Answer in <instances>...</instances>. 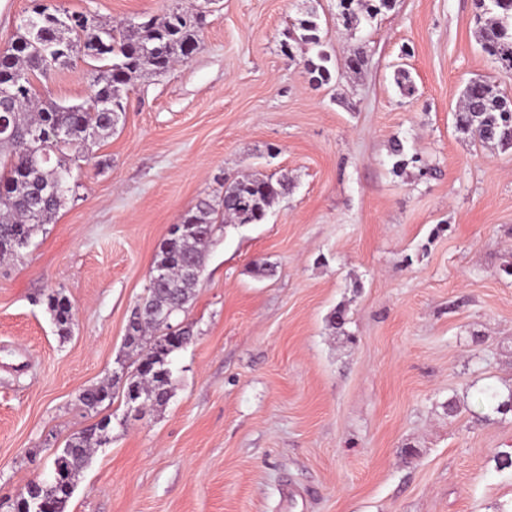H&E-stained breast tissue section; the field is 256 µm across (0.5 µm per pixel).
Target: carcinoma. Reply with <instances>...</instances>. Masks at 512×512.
<instances>
[{
	"mask_svg": "<svg viewBox=\"0 0 512 512\" xmlns=\"http://www.w3.org/2000/svg\"><path fill=\"white\" fill-rule=\"evenodd\" d=\"M393 0H339L348 29L391 10ZM477 37L482 50L503 69L512 72V0H475ZM63 9L43 8L22 20L11 46L0 52V108L8 119L7 132L0 134V259L19 256L22 244L36 229L52 223L69 191L70 167L64 150L79 153L88 141L112 132L125 112L122 89L135 75L166 73L174 64L191 57L201 43V19L193 12L173 8L150 23L107 26L85 16L82 23H67ZM299 40L318 46L319 17L310 12L299 21ZM102 62L93 77V92L80 104L64 106L37 100L34 79L47 78L76 54ZM330 56L320 50L305 62L311 81L327 83ZM457 127L482 144L512 148V99L499 85L483 79L471 81L464 102L456 112ZM394 167L408 161L403 142L390 145ZM288 193V178L254 177L235 179L224 186L222 210L200 201L179 227L177 240L165 239L155 256L154 267L164 277L150 280L147 298L139 303L129 320L125 345L144 349L145 355L126 378V389L145 394L153 405L166 403L171 393L168 356L191 340L173 343L167 336L169 318L184 311L193 296L202 268L203 247L212 233L216 217L236 224H261L275 201ZM48 308L59 332L65 334L72 320V304L60 292L47 296ZM110 387L98 386L83 392L81 400L94 408L104 402ZM108 423L84 432L63 448L57 457L67 489H54L55 512H66L80 470L88 464L95 448L109 442Z\"/></svg>",
	"mask_w": 512,
	"mask_h": 512,
	"instance_id": "carcinoma-1",
	"label": "carcinoma"
}]
</instances>
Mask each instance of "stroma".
Here are the masks:
<instances>
[{"label":"stroma","instance_id":"35a3bbf8","mask_svg":"<svg viewBox=\"0 0 512 512\" xmlns=\"http://www.w3.org/2000/svg\"><path fill=\"white\" fill-rule=\"evenodd\" d=\"M39 3L106 25L207 12L200 49L135 79L71 161L55 223L0 260V512L104 419L66 512H512V148L455 123L471 80L512 98V74L482 52L474 0H396L353 31L338 0H0V49ZM312 10L320 86L292 37ZM98 66L78 56L37 88L82 102ZM395 138L421 166L394 170ZM255 174L290 190L265 223L214 224L168 401L139 415L113 385L86 407L137 364L126 328L160 243ZM330 61V56L323 50H319L316 59L310 58L305 62V69L313 83L321 85L328 83L331 79V73L326 65ZM47 300L48 308L59 332L67 333L73 316L71 302L59 291L48 294Z\"/></svg>","mask_w":512,"mask_h":512}]
</instances>
